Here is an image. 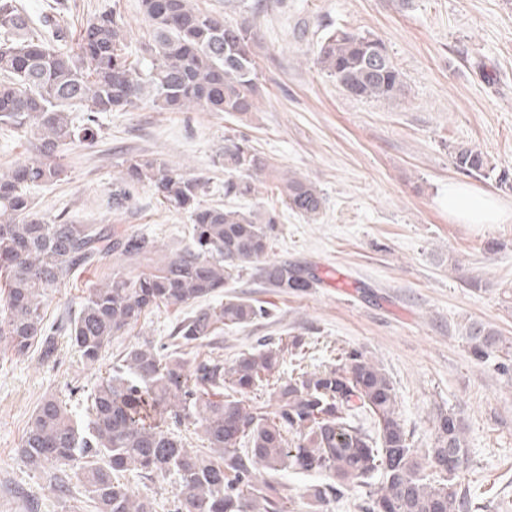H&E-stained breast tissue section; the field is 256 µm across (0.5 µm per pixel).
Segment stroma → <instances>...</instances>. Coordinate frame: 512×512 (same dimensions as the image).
<instances>
[{
    "instance_id": "35a3bbf8",
    "label": "stroma",
    "mask_w": 512,
    "mask_h": 512,
    "mask_svg": "<svg viewBox=\"0 0 512 512\" xmlns=\"http://www.w3.org/2000/svg\"><path fill=\"white\" fill-rule=\"evenodd\" d=\"M71 34L94 13L115 12L133 57L149 35L140 0H62ZM203 11L248 20L261 43L259 110L248 119L220 112H159L150 105L97 115L91 143L63 147L62 181L31 187L49 222L107 224L151 239L158 255L187 247V212L153 190H130L126 208L109 197L126 160L157 157L206 181L203 205H224L225 136H245L281 168L314 182L325 197L313 220L280 203L271 184L229 201L244 210L275 209L279 224L267 258L312 267L322 282L282 294L246 266L228 292L268 307V318L224 329L199 356L232 362L258 339L304 337L303 367L334 364L354 347L378 361L397 392L400 418L417 445L431 447L433 418L454 412L465 427L458 481L483 512H512V377L475 360L464 338L478 321L512 341V218L462 224L448 215V184L488 192L512 208V192L492 177L457 170L452 149L478 147L496 170L512 172V0H197ZM340 27L381 38L404 75L406 95L383 103L347 96L315 63L318 46ZM498 242L489 251V242ZM481 280L482 291L464 279ZM105 281L103 269L77 271L49 297L45 322L65 317L72 301ZM183 310L161 308L114 337L104 357L86 365L66 336L57 362L16 359L0 341V512H90L62 499L54 470L25 465L17 448L39 402L48 396L85 408L127 345L166 343Z\"/></svg>"
}]
</instances>
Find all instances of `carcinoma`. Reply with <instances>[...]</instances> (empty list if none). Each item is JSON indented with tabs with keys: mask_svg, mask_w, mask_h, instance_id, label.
Masks as SVG:
<instances>
[{
	"mask_svg": "<svg viewBox=\"0 0 512 512\" xmlns=\"http://www.w3.org/2000/svg\"><path fill=\"white\" fill-rule=\"evenodd\" d=\"M141 6L152 40L144 68L129 60L123 24L113 14L88 18L74 48L52 16L35 20L17 0H0V124L36 132L41 153L0 170V278L7 288L0 340L18 358L35 346L42 363L56 362L54 331L44 321L46 298L69 286L78 270L117 254L148 270L137 277L112 272L65 321L69 340L90 365L142 317L211 297L240 277L245 264L284 293L320 283L297 262L266 261L276 212L203 206L206 181L156 157L127 159L124 181L151 187L162 202L190 213L188 249L155 260L154 242L144 236L116 234L104 224H50L38 215L30 187L60 179L53 159L74 142H93L100 112L145 101L166 112L203 110L236 119L258 110V43L248 21H226L194 0H141ZM316 64L356 98L391 102L404 93L402 73L370 33L330 30ZM74 108L87 113L80 127L70 118ZM219 158L227 174L224 196H248L256 181L268 179L287 209L312 220L322 212L325 198L317 186L281 170L246 139L225 138ZM453 160L470 175L491 170L476 147H456ZM265 315L262 306L227 296L177 321L166 346L128 345L88 396L83 418L54 396L37 405L20 459L35 469L78 470L93 512H154L149 498L120 481L128 471L175 476L174 512H288V487L266 479L287 468L322 477L306 489L311 512H323L354 483L369 488L368 512H473L475 503L458 482L466 447L460 419L438 412L432 446L415 447L393 382L365 352L344 349L335 364L300 367L286 378L280 366L285 355L303 348L301 336L263 341L228 365L220 355L185 358L183 347ZM465 340L476 360L492 359L497 369L512 371V344L496 329L473 322ZM263 390L275 401L272 412L254 402ZM186 423L201 428L207 447H187L176 432Z\"/></svg>",
	"mask_w": 512,
	"mask_h": 512,
	"instance_id": "1",
	"label": "carcinoma"
}]
</instances>
